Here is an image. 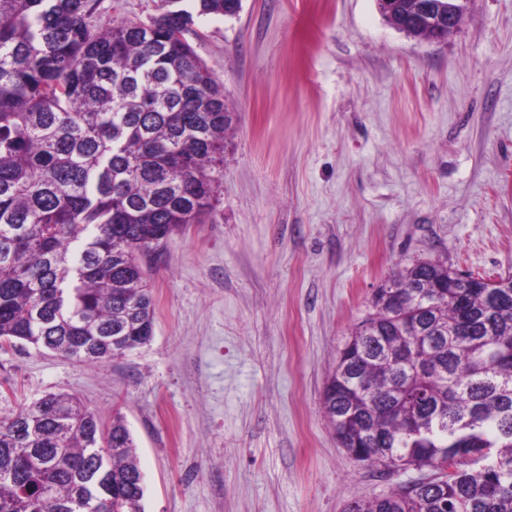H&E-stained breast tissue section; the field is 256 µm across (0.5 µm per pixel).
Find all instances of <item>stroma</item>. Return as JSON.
Instances as JSON below:
<instances>
[{
  "mask_svg": "<svg viewBox=\"0 0 512 512\" xmlns=\"http://www.w3.org/2000/svg\"><path fill=\"white\" fill-rule=\"evenodd\" d=\"M185 38L235 118L211 216L143 263L153 337L102 364L0 346V418L50 393L121 412L144 512H347L420 476L351 459L321 407L376 288L416 260L512 273V0L438 42L374 0H242Z\"/></svg>",
  "mask_w": 512,
  "mask_h": 512,
  "instance_id": "1",
  "label": "stroma"
}]
</instances>
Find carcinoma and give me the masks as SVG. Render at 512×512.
<instances>
[{"label":"carcinoma","mask_w":512,"mask_h":512,"mask_svg":"<svg viewBox=\"0 0 512 512\" xmlns=\"http://www.w3.org/2000/svg\"><path fill=\"white\" fill-rule=\"evenodd\" d=\"M101 0H0V341L88 363L150 341L141 259L203 222L224 172L218 82L184 38L192 0L149 24L92 23ZM322 394L340 446L429 474L350 512H512V274L398 268ZM122 416L48 394L0 419V512H142Z\"/></svg>","instance_id":"cac0c4a2"}]
</instances>
